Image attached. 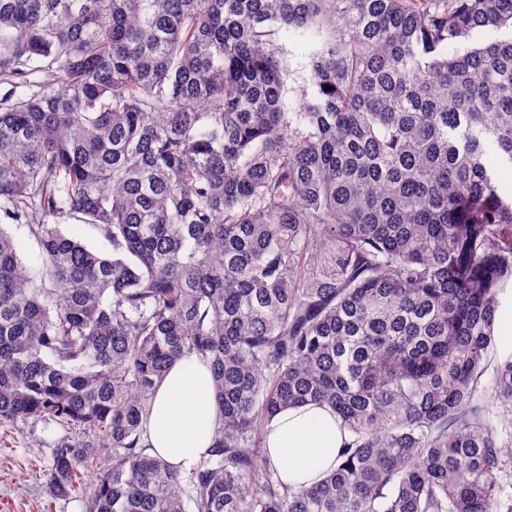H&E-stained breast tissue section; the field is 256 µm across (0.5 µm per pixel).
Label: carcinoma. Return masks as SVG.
<instances>
[{"mask_svg":"<svg viewBox=\"0 0 512 512\" xmlns=\"http://www.w3.org/2000/svg\"><path fill=\"white\" fill-rule=\"evenodd\" d=\"M282 32L311 43L302 85ZM0 83V210L51 272L0 230V428L73 432L51 498L493 512L512 355L476 394L512 282V197L489 164L512 166V0H0ZM194 354L218 429L182 472L148 453L146 420ZM308 402L350 441L292 489L265 428ZM0 225L14 240L30 273L37 279L42 275L45 276L48 273V268L44 262L39 244L31 234L29 227L24 223L4 218L2 212H0ZM65 224L63 230L86 245L89 249L112 256V245L94 228L74 220L68 221Z\"/></svg>","mask_w":512,"mask_h":512,"instance_id":"cac0c4a2","label":"carcinoma"}]
</instances>
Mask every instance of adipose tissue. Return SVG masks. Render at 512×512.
Masks as SVG:
<instances>
[{"mask_svg": "<svg viewBox=\"0 0 512 512\" xmlns=\"http://www.w3.org/2000/svg\"><path fill=\"white\" fill-rule=\"evenodd\" d=\"M216 402L208 366L197 356L173 364L149 412L146 442L170 465L191 470L213 445ZM348 439L327 407H291L268 426L270 460L282 482L309 485L336 465Z\"/></svg>", "mask_w": 512, "mask_h": 512, "instance_id": "ef3b65f1", "label": "adipose tissue"}]
</instances>
